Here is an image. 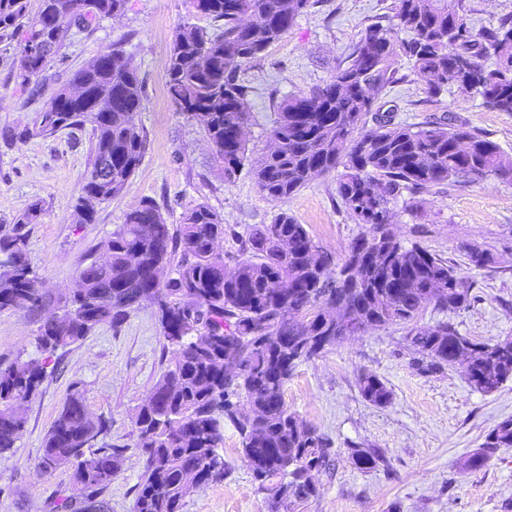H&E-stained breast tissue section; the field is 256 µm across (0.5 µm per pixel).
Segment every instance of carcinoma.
<instances>
[{
    "instance_id": "1",
    "label": "carcinoma",
    "mask_w": 512,
    "mask_h": 512,
    "mask_svg": "<svg viewBox=\"0 0 512 512\" xmlns=\"http://www.w3.org/2000/svg\"><path fill=\"white\" fill-rule=\"evenodd\" d=\"M0 0V42L20 37L21 84L37 82L47 62L66 45L72 27L119 17L126 0ZM197 12L222 23L210 35L180 25L169 51L167 88L177 110L203 127L224 180L247 168L260 191L280 202L317 176L337 173L336 193L358 224L370 225L350 244L342 263L323 251L304 225L286 212L242 241L232 267L217 243L224 220L205 203L188 207L169 224L150 200L125 214L101 242L107 260L94 257L78 271L83 288L64 298L57 321L41 324L35 354L0 367V455L15 447L26 417L24 404L38 391L47 359L96 326L121 321L144 302L154 308L165 340L175 350L153 387L160 396L135 413L136 446L145 466L135 512H182L193 472L197 483L224 476L218 448L223 421L241 436L242 454L270 512L289 498L317 494L311 471L330 470L331 444L288 409L284 388L295 368L336 346L351 329L399 324L424 374L458 369L474 389L492 394L512 379V338L494 343L462 335L450 319L418 325L431 307L454 314L477 300L474 281L447 260L418 245L405 246L387 229L391 201L418 194L461 175L494 173L512 180V164L497 143L445 114L406 124L378 98L397 83V64H411L429 97L455 86L486 107L512 112V14L473 34L466 0H392L388 27L370 25L326 83L276 103L271 150L248 148V87L241 69L260 59L310 7V0H193ZM409 32L403 38L400 33ZM143 88L132 57L120 47L79 69L43 104L33 128L16 138L52 137L90 126L93 160L74 205L79 224L94 222L90 203L118 196L138 169L146 136L139 125ZM38 204L13 224H0V311H33L41 301L39 276L29 258L28 224ZM469 269L495 262L489 248L466 252ZM168 269L158 283L153 271ZM241 371L229 374L224 358ZM362 398L384 407L392 392L374 374L358 380ZM245 399L249 412L238 411ZM90 418L73 387L43 440L40 469L70 470L74 496L86 512L114 475L118 448L81 447ZM498 448H512V420L493 428L467 466H485ZM360 470L387 465L378 448H353Z\"/></svg>"
}]
</instances>
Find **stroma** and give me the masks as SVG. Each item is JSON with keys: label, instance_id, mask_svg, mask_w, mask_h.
Segmentation results:
<instances>
[{"label": "stroma", "instance_id": "35a3bbf8", "mask_svg": "<svg viewBox=\"0 0 512 512\" xmlns=\"http://www.w3.org/2000/svg\"><path fill=\"white\" fill-rule=\"evenodd\" d=\"M390 3L319 0L256 64L242 69L240 79L251 88L253 155L267 149L275 98L328 80L361 32L383 22ZM185 22L211 34L218 30L216 22L195 12L193 0H127L121 17L72 28L61 55L48 63L35 87L18 79L17 42L0 43V224L14 223L41 203L28 230L29 257L44 295L38 310L0 312L1 365L34 353L42 320L58 312L87 255L141 200H153L171 224L191 205L207 203L224 220L226 234L218 248L228 260L254 226L273 223L283 211L337 261L362 232L336 193L335 175L316 178L280 202L269 200L249 171L225 181L201 130L179 114L167 93L170 45ZM115 44L139 69L144 108L138 120L146 151L122 193L97 205L94 223L79 224L72 205L90 167V128L46 139L19 140L9 133L32 126L55 89ZM398 69L399 82L381 100L383 107H394L396 121L419 123L454 113L512 161V113L490 110L479 96L453 88L430 101L420 77L407 64ZM393 209L390 229L401 242L420 244L457 267H464L470 246L492 249L495 264L472 274L477 301L453 320L461 334L478 341L512 336V181L492 173L461 176L434 192L403 194ZM402 336L397 324L370 329L293 372L284 389L289 409L331 441L336 457L329 473L316 474V497L289 503L283 512H512V448L495 450L483 468L466 464L498 423L512 419V381L484 394L453 369L420 374ZM173 356L148 304L57 351L26 407L23 432L12 452L0 457V512H62L60 505L71 494L69 473L63 468L44 473L39 463L43 438L75 386L89 412L107 422L99 445L123 451L99 499L106 512H134L145 457L136 446L133 415ZM365 373L387 383L390 404L376 407L362 398L358 379ZM353 445L382 449L389 469H357L348 456ZM221 452L224 476L192 488L182 512H268L232 424L224 426Z\"/></svg>", "mask_w": 512, "mask_h": 512}]
</instances>
